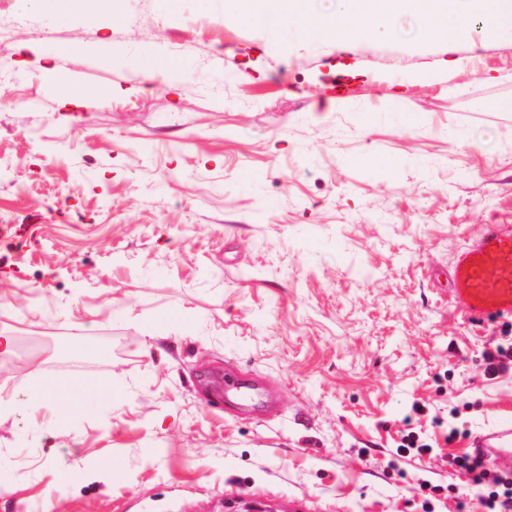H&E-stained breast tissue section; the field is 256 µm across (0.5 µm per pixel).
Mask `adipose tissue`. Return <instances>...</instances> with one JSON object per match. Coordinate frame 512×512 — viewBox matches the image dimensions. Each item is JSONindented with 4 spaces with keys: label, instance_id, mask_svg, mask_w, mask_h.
<instances>
[{
    "label": "adipose tissue",
    "instance_id": "1",
    "mask_svg": "<svg viewBox=\"0 0 512 512\" xmlns=\"http://www.w3.org/2000/svg\"><path fill=\"white\" fill-rule=\"evenodd\" d=\"M229 8L245 19H260L268 26L281 24L286 15L304 25L319 24L325 39L344 43L352 25L368 28L376 24L395 28L404 16L414 17L428 33L439 35L448 41L459 38L471 18L481 19L485 29L512 36V0H473L472 13L461 14L456 24L448 22V0H347L348 12L335 20L315 22L308 13L306 0H289L288 11L271 7L258 12L256 0H226Z\"/></svg>",
    "mask_w": 512,
    "mask_h": 512
}]
</instances>
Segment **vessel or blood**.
Here are the masks:
<instances>
[{
    "label": "vessel or blood",
    "mask_w": 512,
    "mask_h": 512,
    "mask_svg": "<svg viewBox=\"0 0 512 512\" xmlns=\"http://www.w3.org/2000/svg\"><path fill=\"white\" fill-rule=\"evenodd\" d=\"M463 320L484 326L512 320V225L488 224L481 237L458 251L449 288ZM473 451L487 466L512 474V422L482 433Z\"/></svg>",
    "instance_id": "1"
}]
</instances>
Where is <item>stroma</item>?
Here are the masks:
<instances>
[{
    "label": "stroma",
    "instance_id": "35a3bbf8",
    "mask_svg": "<svg viewBox=\"0 0 512 512\" xmlns=\"http://www.w3.org/2000/svg\"><path fill=\"white\" fill-rule=\"evenodd\" d=\"M113 2L0 0V216L38 218L0 239V512H461L448 457L512 418L484 373L512 325L449 295L512 224V36ZM227 369L276 410L205 398ZM417 402L440 456L395 454ZM450 403L467 436L432 426Z\"/></svg>",
    "mask_w": 512,
    "mask_h": 512
}]
</instances>
